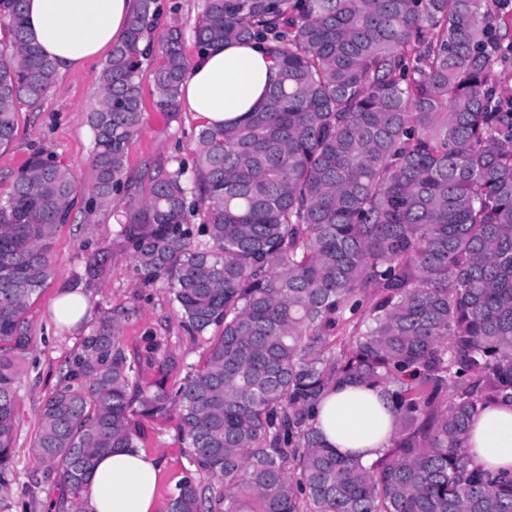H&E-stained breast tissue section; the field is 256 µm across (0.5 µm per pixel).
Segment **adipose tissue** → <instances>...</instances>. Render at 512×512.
<instances>
[{"instance_id": "adipose-tissue-1", "label": "adipose tissue", "mask_w": 512, "mask_h": 512, "mask_svg": "<svg viewBox=\"0 0 512 512\" xmlns=\"http://www.w3.org/2000/svg\"><path fill=\"white\" fill-rule=\"evenodd\" d=\"M136 0H25L27 32L58 71L111 53ZM272 63L255 44L229 43L197 57L180 89L184 111L204 125L244 119L261 106ZM326 442L370 464L389 448L394 419L382 389L341 384L322 399L313 417ZM468 451L484 469L512 468V406H485L473 419ZM161 465L140 448H118L99 458L84 486L88 512H155Z\"/></svg>"}]
</instances>
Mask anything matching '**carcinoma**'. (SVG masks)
Listing matches in <instances>:
<instances>
[{
	"instance_id": "1",
	"label": "carcinoma",
	"mask_w": 512,
	"mask_h": 512,
	"mask_svg": "<svg viewBox=\"0 0 512 512\" xmlns=\"http://www.w3.org/2000/svg\"><path fill=\"white\" fill-rule=\"evenodd\" d=\"M160 10L137 0L101 71L85 208L124 202L116 236L135 277L166 283L183 330L211 337L198 366L156 343L152 389L123 341L139 308H98L39 413L33 454L58 508L87 512L97 458L138 447L137 413L176 417L195 467L168 512H512V472L466 448L482 407L512 403V0H205L197 51L254 41L277 79L259 111L202 126L192 181L161 165L141 201L127 149L144 62L161 52L155 105L170 114L190 66ZM0 22L2 148L56 67L28 38L24 0H0ZM77 192L37 154L0 202V512L27 312ZM367 301L365 329L337 345ZM348 381L382 388L395 420L368 466L312 423Z\"/></svg>"
}]
</instances>
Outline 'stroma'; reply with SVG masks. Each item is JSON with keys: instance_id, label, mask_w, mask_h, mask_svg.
Instances as JSON below:
<instances>
[{"instance_id": "35a3bbf8", "label": "stroma", "mask_w": 512, "mask_h": 512, "mask_svg": "<svg viewBox=\"0 0 512 512\" xmlns=\"http://www.w3.org/2000/svg\"><path fill=\"white\" fill-rule=\"evenodd\" d=\"M159 2L165 24L182 29L185 54L188 60H195L194 28L203 13L205 0ZM104 65V60L99 59L57 75L38 104H19L14 139L8 147L0 148V199L6 197L13 176L36 152L53 154L69 166L79 186L71 219L59 229L56 237V277L38 293L27 314L34 344L20 382L12 489L18 502L33 494L47 506L58 501L60 496L53 481L45 479L44 469L32 455L31 446L38 429L41 405L56 388L65 360L88 332L87 327L70 329L56 321L51 303L63 288L78 290L94 307L136 303L140 316L128 323L123 332L130 353H144L149 338L163 336L168 348L182 355L186 362L194 363L206 342L202 336L194 340L185 337L165 284L141 285L132 273L126 253L116 250V229L123 211L122 203L111 204L91 216L85 211L86 192L94 180L91 164L94 141L88 117L99 102L98 77ZM141 91V132L130 143L127 156L128 170L138 179L139 193L144 196L150 188L149 173L157 164L170 165L180 161L192 164L194 142L201 122L189 112L173 118L160 111L154 104L151 72H143ZM102 247L114 249L113 260L102 279L88 280L86 261L91 253ZM140 424V448L158 456L162 463L156 512H167L177 485L190 473L189 459L176 420L144 418Z\"/></svg>"}]
</instances>
